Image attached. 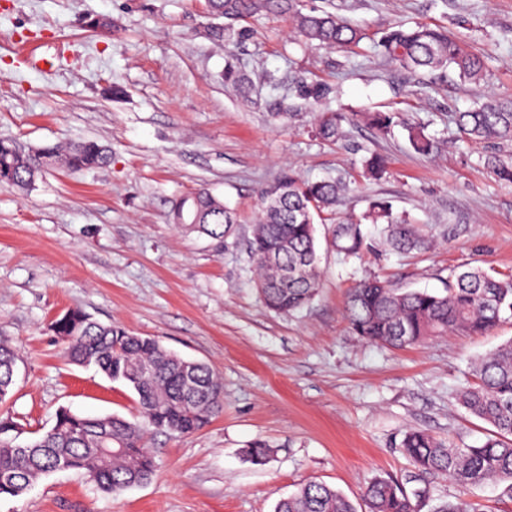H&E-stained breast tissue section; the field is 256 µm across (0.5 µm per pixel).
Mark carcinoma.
<instances>
[{
	"label": "carcinoma",
	"instance_id": "cac0c4a2",
	"mask_svg": "<svg viewBox=\"0 0 512 512\" xmlns=\"http://www.w3.org/2000/svg\"><path fill=\"white\" fill-rule=\"evenodd\" d=\"M206 8L210 16L224 20V28L214 33V38L228 55L238 36L235 24L269 15L288 17L308 43L350 51L365 38L362 28L341 15L303 12L299 0H206ZM378 46L386 59L406 70L434 72L451 67L466 82L477 84L484 79L480 57L445 30L398 25L380 38ZM453 121L459 132L472 140L512 142V100L489 99L455 113ZM317 132L326 141L340 139L336 113L320 112ZM110 160L109 150L92 140L30 147L1 137L0 184L27 191L49 169L81 172L104 167ZM487 165L500 179L512 182V161L490 157ZM348 190L349 185L341 179L301 180L291 172L261 188L263 206L249 250L259 271L258 292L268 309L293 314L316 295L320 278L315 224L325 221V215ZM173 219L213 239L224 238L236 223L234 212L203 186L175 204ZM365 220L384 225L386 240L396 250L426 244L411 222L394 214L385 201L370 202ZM335 233L345 257L360 258L367 248L362 223L340 222ZM345 315L355 333L366 341L395 347L448 333L486 336L512 321V275L482 267L454 271L441 293L364 279L349 291ZM52 327L67 341L69 361L93 366L136 394L139 417L133 421L116 414L92 417L62 409L49 430L21 445V425L11 416H1L0 498H19L38 479L56 471L82 473L106 494L144 483L156 467L154 456L144 445L149 431L192 434L223 410V385L212 369L182 358L152 337L101 324L77 309L57 317ZM16 362V351L0 342V403L7 401L11 392ZM473 369L478 382L461 391L460 401L470 415L495 429L493 437L477 448H459L450 440L411 430L401 448L422 473H444L462 487L504 483V492L512 498V340L477 359ZM364 498L370 512H415L404 486L392 478L373 480ZM275 512L357 510L341 491L311 480L280 500ZM437 512L480 509L459 498Z\"/></svg>",
	"mask_w": 512,
	"mask_h": 512
}]
</instances>
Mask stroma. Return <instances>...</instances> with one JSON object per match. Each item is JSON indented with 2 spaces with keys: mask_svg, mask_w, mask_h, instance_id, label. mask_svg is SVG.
I'll use <instances>...</instances> for the list:
<instances>
[{
  "mask_svg": "<svg viewBox=\"0 0 512 512\" xmlns=\"http://www.w3.org/2000/svg\"><path fill=\"white\" fill-rule=\"evenodd\" d=\"M301 4L348 18L366 40L353 53L310 46L288 17L271 15L239 22L229 57L209 35L205 0H0V137L36 147L91 139L112 150L101 169L54 170L24 193L0 185V342L19 355L0 410L27 432L48 429L63 408L137 416L129 389L64 357L51 323L70 309L155 337L224 384V410L201 431L147 434L157 463L147 483L105 494L84 475L56 472L21 499L0 500V512H274L310 480L359 507L380 477L425 490L418 512L459 498L512 512L502 486L414 477L399 448L412 429L463 448L492 436L459 391L474 379L471 360L512 339V323L392 348L357 336L344 310L363 278L440 291L471 266L512 273V183L485 164L512 156V144L464 139L452 121L484 99L512 98V0ZM102 15L111 33L91 27ZM401 21L448 29L482 57L484 81L386 61L378 41ZM25 46L53 56V69L35 67ZM230 65L249 77L248 94L226 81ZM312 83L328 89L332 109L357 116L337 142L315 132L318 114L301 95ZM282 110L287 121L274 120ZM364 112L390 113V130L378 132ZM412 127L433 140L432 153L413 149ZM374 154L387 159L377 180L363 173ZM290 170L347 181L341 218L388 201L428 248L391 250L373 224L363 260L347 261L332 225H318L317 296L292 315L270 311L248 241L259 188ZM202 186L238 214L223 240L171 222L175 201ZM257 441L270 450L261 465L243 454Z\"/></svg>",
  "mask_w": 512,
  "mask_h": 512,
  "instance_id": "35a3bbf8",
  "label": "stroma"
}]
</instances>
